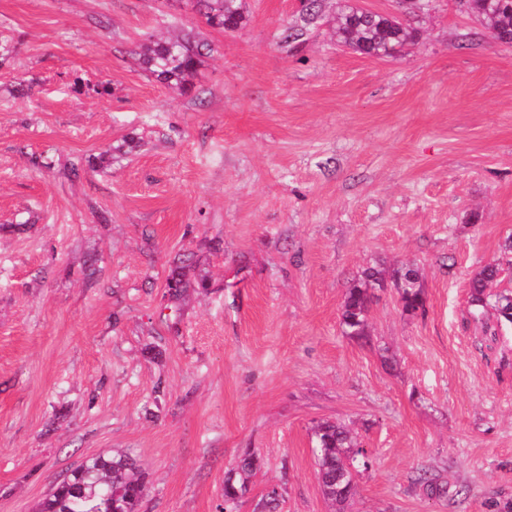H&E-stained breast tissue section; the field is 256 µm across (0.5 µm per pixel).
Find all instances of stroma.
<instances>
[{
  "label": "stroma",
  "mask_w": 512,
  "mask_h": 512,
  "mask_svg": "<svg viewBox=\"0 0 512 512\" xmlns=\"http://www.w3.org/2000/svg\"><path fill=\"white\" fill-rule=\"evenodd\" d=\"M319 4L243 0L222 31L189 0H0V512L117 451L140 512H218L246 449L235 512L273 487L279 512H331L324 422L374 457L346 512L512 502V326L468 303L512 236V47L428 0L377 60L338 46L345 0ZM186 30L211 48L188 93L138 56ZM369 268L356 338L342 304ZM400 280L403 311L414 313L423 308L422 292L418 282V272L411 267L404 268L398 276ZM255 466V458L252 453L246 451L239 458L235 468L229 473L230 477L224 480V507H219L220 512H233L239 499L248 491L249 477Z\"/></svg>",
  "instance_id": "1"
}]
</instances>
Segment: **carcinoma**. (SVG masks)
Masks as SVG:
<instances>
[{
  "mask_svg": "<svg viewBox=\"0 0 512 512\" xmlns=\"http://www.w3.org/2000/svg\"><path fill=\"white\" fill-rule=\"evenodd\" d=\"M199 15L205 23L222 30H232L243 20L241 0H196ZM469 9L488 17L494 39L512 43V0H469ZM336 40L356 53L367 55L381 51L391 56L414 38V29L392 24L379 13H356L349 4L336 15ZM207 55V45L184 33L152 41L141 47L142 67L162 83L183 90L192 80ZM503 272L496 261L484 265L470 282V306L478 311L492 307L497 322L512 324V293L491 294L490 288ZM400 280L403 311L414 313L423 308L418 272L404 268ZM371 298L368 288L355 285L348 289L343 302L342 319L347 334L366 335ZM315 463L324 496L333 506L341 507L354 497L357 483L347 482L336 491V475L362 461L361 449L349 430L340 424L324 422L315 431ZM255 466L252 453L239 458L231 476L224 480V507L220 512H233L239 499L248 491L249 477ZM417 482L430 498H445L447 484L422 473ZM145 487V475L135 458L128 454H99L86 458L45 497L38 512H137L139 491Z\"/></svg>",
  "mask_w": 512,
  "mask_h": 512,
  "instance_id": "carcinoma-1",
  "label": "carcinoma"
}]
</instances>
